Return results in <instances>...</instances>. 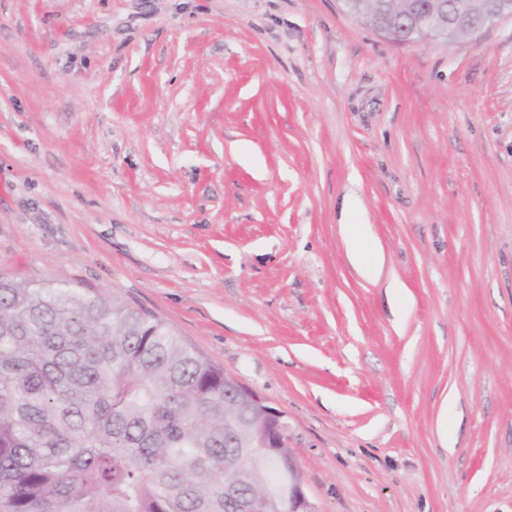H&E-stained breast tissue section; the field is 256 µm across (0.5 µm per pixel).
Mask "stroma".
<instances>
[{
	"label": "stroma",
	"mask_w": 512,
	"mask_h": 512,
	"mask_svg": "<svg viewBox=\"0 0 512 512\" xmlns=\"http://www.w3.org/2000/svg\"><path fill=\"white\" fill-rule=\"evenodd\" d=\"M0 269L162 318L316 512H512V20L0 0ZM489 20L476 21L467 0H424L405 16V26L425 35L427 41L452 42L460 34L475 35L500 20L512 19V0H481Z\"/></svg>",
	"instance_id": "35a3bbf8"
}]
</instances>
